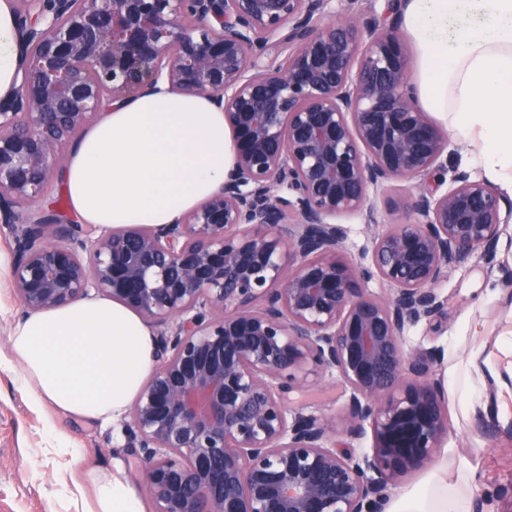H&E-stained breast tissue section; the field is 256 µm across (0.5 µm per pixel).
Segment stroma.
<instances>
[{
	"label": "stroma",
	"mask_w": 512,
	"mask_h": 512,
	"mask_svg": "<svg viewBox=\"0 0 512 512\" xmlns=\"http://www.w3.org/2000/svg\"><path fill=\"white\" fill-rule=\"evenodd\" d=\"M409 190L399 191L392 207H379L378 223L346 224L344 250L356 259L372 236L410 218ZM448 298L447 318L420 322L405 334L407 347L443 349L445 359L462 356L455 336H498L512 331V268L489 265L482 252L470 253L441 285ZM25 310L8 277H0V512H78L75 484L88 471L118 470L138 484V462L123 436L124 418L85 420L39 405L24 386L9 350V336ZM292 406L308 405L337 419L344 428L345 395L329 379L290 393ZM443 452L470 461L478 470L472 512H512V419L456 422Z\"/></svg>",
	"instance_id": "1"
}]
</instances>
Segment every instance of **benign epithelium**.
<instances>
[{
    "mask_svg": "<svg viewBox=\"0 0 512 512\" xmlns=\"http://www.w3.org/2000/svg\"><path fill=\"white\" fill-rule=\"evenodd\" d=\"M15 0L18 92L0 99V224L30 313L102 294L153 328L128 411L153 512H381L436 461L444 353L404 345L445 316L440 284L493 255L512 199L448 174V131L418 104L402 0ZM164 85L224 112L234 164L175 224H72L50 203L67 150ZM412 182L411 219L353 261L342 221ZM377 280L385 292L368 283ZM336 419L288 394L327 376ZM346 396L340 385L338 378L327 379L321 383L311 385L304 390H295L289 394V400L292 406L300 407L301 405L312 406L309 410H319L336 417V428L340 431L336 439L350 443L354 448H370V434L361 440H350L342 429L345 426L342 407L345 403Z\"/></svg>",
    "mask_w": 512,
    "mask_h": 512,
    "instance_id": "benign-epithelium-1",
    "label": "benign epithelium"
}]
</instances>
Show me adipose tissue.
<instances>
[{"mask_svg": "<svg viewBox=\"0 0 512 512\" xmlns=\"http://www.w3.org/2000/svg\"><path fill=\"white\" fill-rule=\"evenodd\" d=\"M402 25L413 48L421 107L442 115L453 136L480 151L491 179L512 191V0H405ZM15 20L0 0V97L18 90ZM224 114L207 98L163 89L106 112L73 145L63 174L71 209L98 227L173 224L224 183L232 166ZM465 358L446 369L462 421L490 415L488 347L456 337ZM9 347L38 401L82 418L121 415L154 369L143 318L107 298L32 313ZM478 473L446 457L398 494L387 512H471ZM144 496L120 475L93 482L88 512H146Z\"/></svg>", "mask_w": 512, "mask_h": 512, "instance_id": "1", "label": "adipose tissue"}]
</instances>
